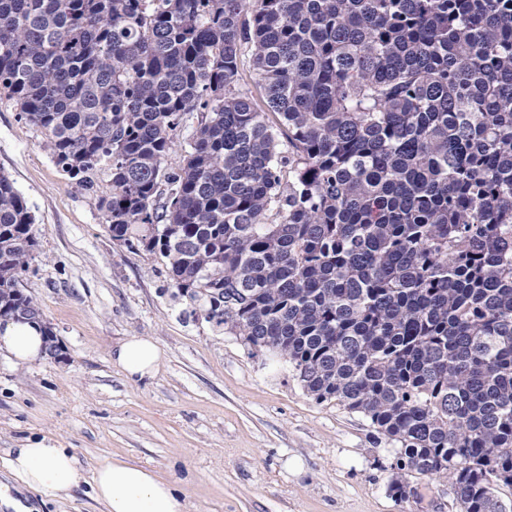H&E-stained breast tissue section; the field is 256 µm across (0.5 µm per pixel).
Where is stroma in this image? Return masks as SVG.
Returning <instances> with one entry per match:
<instances>
[{
	"instance_id": "35a3bbf8",
	"label": "stroma",
	"mask_w": 512,
	"mask_h": 512,
	"mask_svg": "<svg viewBox=\"0 0 512 512\" xmlns=\"http://www.w3.org/2000/svg\"><path fill=\"white\" fill-rule=\"evenodd\" d=\"M0 173L35 217L21 285L65 355L18 366L0 352V482L15 481L12 449L40 442L70 449L89 477L114 458L151 468L189 512H459L444 479L411 478L415 495L392 497L393 443L194 311L154 255L113 242L99 208L108 167L94 191L77 188L6 101ZM129 336L159 345L152 379L130 382L113 364Z\"/></svg>"
}]
</instances>
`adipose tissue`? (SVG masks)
Returning a JSON list of instances; mask_svg holds the SVG:
<instances>
[{
  "mask_svg": "<svg viewBox=\"0 0 512 512\" xmlns=\"http://www.w3.org/2000/svg\"><path fill=\"white\" fill-rule=\"evenodd\" d=\"M44 338L38 327L9 322L0 326V351L13 363L25 365L41 357ZM157 343L130 336L112 350V361L134 383L152 378L161 362ZM11 472L24 488L69 496L84 480L75 456L65 448L33 444L16 449L9 461ZM93 494L105 512H188L183 494L152 470L124 459L99 466L93 476Z\"/></svg>",
  "mask_w": 512,
  "mask_h": 512,
  "instance_id": "1",
  "label": "adipose tissue"
}]
</instances>
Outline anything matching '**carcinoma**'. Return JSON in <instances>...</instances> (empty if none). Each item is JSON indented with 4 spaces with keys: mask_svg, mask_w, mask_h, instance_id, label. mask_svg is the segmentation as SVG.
Here are the masks:
<instances>
[{
    "mask_svg": "<svg viewBox=\"0 0 512 512\" xmlns=\"http://www.w3.org/2000/svg\"><path fill=\"white\" fill-rule=\"evenodd\" d=\"M0 99L78 187L109 164L113 241L399 445L393 497L503 512L512 0H0ZM34 221L1 173V324L42 318ZM196 113L186 115L181 126L177 129L174 136L175 150L170 154L168 158V166H175L179 163L181 155L184 153L185 148L188 149L187 141L189 134L192 130V126L197 124Z\"/></svg>",
    "mask_w": 512,
    "mask_h": 512,
    "instance_id": "carcinoma-1",
    "label": "carcinoma"
}]
</instances>
